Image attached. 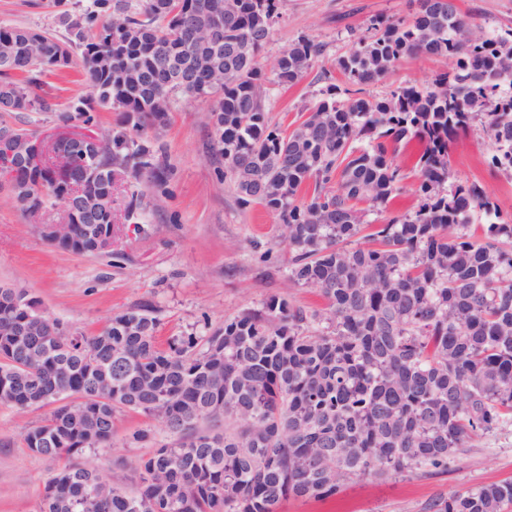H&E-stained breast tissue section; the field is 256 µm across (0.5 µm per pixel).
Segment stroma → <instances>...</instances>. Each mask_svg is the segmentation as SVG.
<instances>
[{
	"label": "stroma",
	"instance_id": "1",
	"mask_svg": "<svg viewBox=\"0 0 512 512\" xmlns=\"http://www.w3.org/2000/svg\"><path fill=\"white\" fill-rule=\"evenodd\" d=\"M459 12L488 30L512 29V0H456ZM415 10L414 0H280V17L259 58L272 74L281 54L300 36L324 46L319 62L298 81L277 87L266 106L271 125L291 129L319 98L321 90L347 81L337 66L364 35L372 18L395 21ZM53 0H0V23L45 30L70 38L58 21ZM438 57H406L382 82L366 86L374 98L405 83L432 84L446 70ZM211 102L179 100L157 132L171 174L166 193L144 191L143 230L125 227L118 247L104 253L62 250L41 233L56 223L58 210L47 207L29 218L0 183V284L26 292L73 330L93 335L112 318L132 308L150 307L159 320L160 338L202 334L204 325L259 306L273 295L290 294L308 308H322L311 288H289L284 276L286 248L278 246L279 220L262 205L240 206L227 182L219 181L223 159L212 150ZM427 145L411 136L390 148L405 177V187L385 205L388 215L413 212L419 198L412 185ZM491 146L481 127L472 126L449 151L453 181L479 182L490 189L503 214H512V176L489 165ZM272 259H265V251ZM50 407L24 411L0 404V512H40L45 483L59 466L27 448L25 435L50 414ZM164 434L149 415L123 410L115 420L113 445L84 451L76 463L104 477L134 478L139 462ZM512 480V427L474 439L447 471L378 481L349 480L323 499L288 498L279 512H424L437 498L468 488Z\"/></svg>",
	"mask_w": 512,
	"mask_h": 512
}]
</instances>
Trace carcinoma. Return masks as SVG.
<instances>
[{
	"label": "carcinoma",
	"instance_id": "carcinoma-1",
	"mask_svg": "<svg viewBox=\"0 0 512 512\" xmlns=\"http://www.w3.org/2000/svg\"><path fill=\"white\" fill-rule=\"evenodd\" d=\"M279 0H87L62 23L82 48L89 96L60 109L38 93L72 64V42L0 25V112H56L95 124L92 103L120 112L96 145L75 149L82 180L18 161L10 187L21 207L72 198L70 230L44 225L58 248L98 253L112 223L117 180L162 183L163 147L148 132L180 98L214 102L213 141L241 206L262 203L281 221L289 287L315 288L322 309L274 295L207 336L159 341L146 307L122 312L96 335L71 333L15 288L0 286V404L56 408L25 438L33 452L67 459L112 443L117 412L156 418L170 441L142 459L135 480L106 481L67 463L46 482L42 512H278L290 496L321 498L348 478L446 471L475 436L512 427V214L478 182L449 183L448 147L473 124L491 145V167L512 174V29L489 32L434 0L409 19L371 21L337 62L366 86L404 57L437 56L448 69L421 88L379 100L339 97L332 84L292 131L269 125L273 87L313 68L322 45L301 36L274 78L255 60L226 66L249 43L260 53ZM214 20L210 42L196 20ZM95 31L91 38L86 32ZM22 151L33 129L0 126ZM414 134L418 162L411 214L381 224L402 189L389 146ZM344 187L330 189L337 174ZM314 182V192L302 189ZM133 190L124 218L142 217ZM360 202L369 209H358ZM483 212L494 218L474 225ZM512 481L435 499L425 512H509Z\"/></svg>",
	"mask_w": 512,
	"mask_h": 512
}]
</instances>
